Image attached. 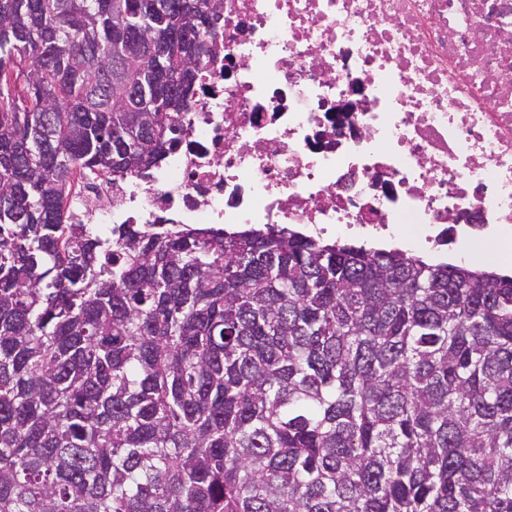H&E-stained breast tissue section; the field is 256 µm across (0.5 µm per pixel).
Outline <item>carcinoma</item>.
<instances>
[{
  "mask_svg": "<svg viewBox=\"0 0 512 512\" xmlns=\"http://www.w3.org/2000/svg\"><path fill=\"white\" fill-rule=\"evenodd\" d=\"M223 11L0 0V512H512V276L68 223L178 144Z\"/></svg>",
  "mask_w": 512,
  "mask_h": 512,
  "instance_id": "obj_1",
  "label": "carcinoma"
}]
</instances>
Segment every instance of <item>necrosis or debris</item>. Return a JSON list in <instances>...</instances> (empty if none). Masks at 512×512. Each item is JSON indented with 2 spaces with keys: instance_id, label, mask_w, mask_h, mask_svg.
Returning <instances> with one entry per match:
<instances>
[{
  "instance_id": "necrosis-or-debris-1",
  "label": "necrosis or debris",
  "mask_w": 512,
  "mask_h": 512,
  "mask_svg": "<svg viewBox=\"0 0 512 512\" xmlns=\"http://www.w3.org/2000/svg\"><path fill=\"white\" fill-rule=\"evenodd\" d=\"M219 26L178 149L82 185L71 223L294 224L438 259L512 243V0H224Z\"/></svg>"
}]
</instances>
